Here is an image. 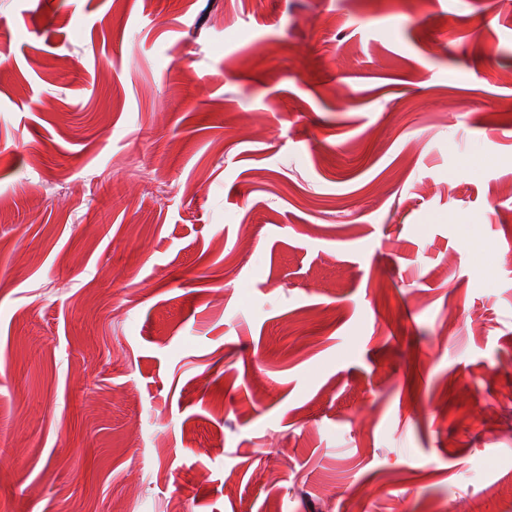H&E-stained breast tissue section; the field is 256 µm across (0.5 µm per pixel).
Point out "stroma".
Returning a JSON list of instances; mask_svg holds the SVG:
<instances>
[{
    "instance_id": "stroma-1",
    "label": "stroma",
    "mask_w": 512,
    "mask_h": 512,
    "mask_svg": "<svg viewBox=\"0 0 512 512\" xmlns=\"http://www.w3.org/2000/svg\"><path fill=\"white\" fill-rule=\"evenodd\" d=\"M510 389L512 0H0V512H512Z\"/></svg>"
}]
</instances>
